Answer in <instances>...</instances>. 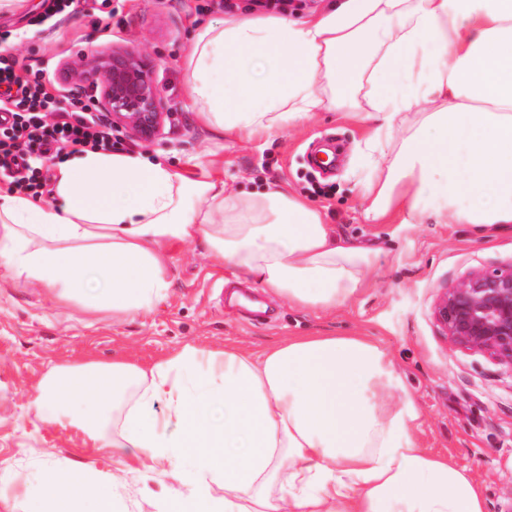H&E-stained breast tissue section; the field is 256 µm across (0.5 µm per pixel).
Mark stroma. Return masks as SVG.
<instances>
[{
    "instance_id": "obj_1",
    "label": "stroma",
    "mask_w": 512,
    "mask_h": 512,
    "mask_svg": "<svg viewBox=\"0 0 512 512\" xmlns=\"http://www.w3.org/2000/svg\"><path fill=\"white\" fill-rule=\"evenodd\" d=\"M251 0H80L75 11L43 25V0L0 7L5 46L23 65L61 73L80 56L137 48L155 59L158 81L176 113L150 145L113 131L119 151L142 154L189 173L217 166L238 193L274 185L309 198L340 234L379 249L380 261L359 291L328 312L296 308L270 293L264 320L230 311L232 290L203 248L169 247L172 282L155 310L124 320L61 307L40 285L0 281V477L14 493L0 512H22L25 490L39 489L41 467L81 466L112 483L114 512H159L172 481L131 473L135 460L113 456L81 428L43 423L33 401L53 366L124 359L150 365L185 344L215 348L233 340L261 349L290 336L325 333L372 337L389 353L420 409L422 447L466 466L488 512H512V373L490 359L453 348L434 317L443 288L476 270L512 263V229L484 242L468 224H408L402 212L367 224L358 144L364 123L323 111L260 141L213 138L197 116L189 82V53L198 27L218 22Z\"/></svg>"
}]
</instances>
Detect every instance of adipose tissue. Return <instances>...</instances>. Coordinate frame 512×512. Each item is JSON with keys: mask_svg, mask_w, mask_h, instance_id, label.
<instances>
[{"mask_svg": "<svg viewBox=\"0 0 512 512\" xmlns=\"http://www.w3.org/2000/svg\"><path fill=\"white\" fill-rule=\"evenodd\" d=\"M382 76L395 88L371 100L364 220L512 224V0H336L306 20L230 18L201 29L190 55L199 118L218 137L268 138L347 112L346 88ZM417 104L428 112L404 128ZM170 243L200 244L233 278L322 311L351 299L378 260L284 187L243 195L223 175L140 155L61 163L51 203L0 192V276L39 283L61 305L151 311L171 288ZM120 402L106 445L172 477L168 512H487L467 467L420 446L416 403L368 336L59 365L36 406L42 422L97 436ZM41 479L73 512H112L107 485L83 468L46 464Z\"/></svg>", "mask_w": 512, "mask_h": 512, "instance_id": "ef3b65f1", "label": "adipose tissue"}]
</instances>
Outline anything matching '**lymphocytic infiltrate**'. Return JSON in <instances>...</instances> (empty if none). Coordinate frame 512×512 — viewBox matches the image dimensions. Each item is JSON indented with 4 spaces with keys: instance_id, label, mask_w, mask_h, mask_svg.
<instances>
[{
    "instance_id": "obj_1",
    "label": "lymphocytic infiltrate",
    "mask_w": 512,
    "mask_h": 512,
    "mask_svg": "<svg viewBox=\"0 0 512 512\" xmlns=\"http://www.w3.org/2000/svg\"><path fill=\"white\" fill-rule=\"evenodd\" d=\"M46 69L21 70L15 56L0 51V179L39 194L45 179L27 156L59 157L67 150L112 149V133L92 106L52 93Z\"/></svg>"
}]
</instances>
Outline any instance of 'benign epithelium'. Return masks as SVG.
<instances>
[{
    "mask_svg": "<svg viewBox=\"0 0 512 512\" xmlns=\"http://www.w3.org/2000/svg\"><path fill=\"white\" fill-rule=\"evenodd\" d=\"M156 69L150 56L128 48L72 64L65 77L109 115L110 126L133 139L154 142L172 115ZM434 316L454 347L512 371V264L474 271L443 289Z\"/></svg>",
    "mask_w": 512,
    "mask_h": 512,
    "instance_id": "7a95c632",
    "label": "benign epithelium"
}]
</instances>
